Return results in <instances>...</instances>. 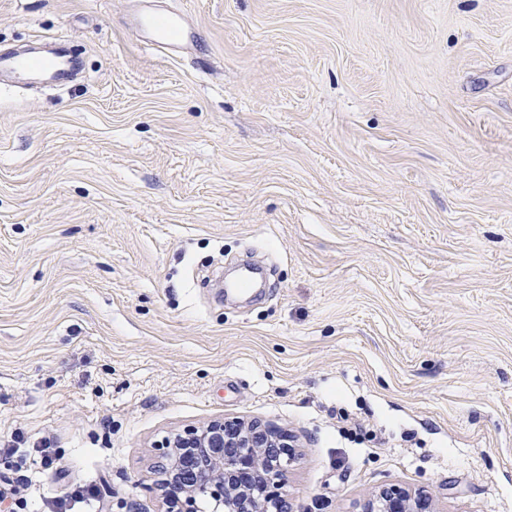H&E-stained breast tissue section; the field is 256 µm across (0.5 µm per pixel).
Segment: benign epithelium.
Returning <instances> with one entry per match:
<instances>
[{
    "label": "benign epithelium",
    "mask_w": 512,
    "mask_h": 512,
    "mask_svg": "<svg viewBox=\"0 0 512 512\" xmlns=\"http://www.w3.org/2000/svg\"><path fill=\"white\" fill-rule=\"evenodd\" d=\"M297 439L261 421L217 418L176 430L154 446L164 512H291L283 488L297 463ZM362 512H434L431 501L397 486L381 488Z\"/></svg>",
    "instance_id": "obj_1"
}]
</instances>
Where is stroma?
Masks as SVG:
<instances>
[{"label":"stroma","mask_w":512,"mask_h":512,"mask_svg":"<svg viewBox=\"0 0 512 512\" xmlns=\"http://www.w3.org/2000/svg\"><path fill=\"white\" fill-rule=\"evenodd\" d=\"M160 6L175 59L136 0H0L85 69L0 91V445L161 512L155 441L256 418L295 512H512V0ZM141 4L131 23L136 31L144 32L140 42L156 52H184L193 36L185 18L176 12H160L152 1ZM434 512L429 498L397 486L381 488L368 499L362 512Z\"/></svg>","instance_id":"35a3bbf8"}]
</instances>
